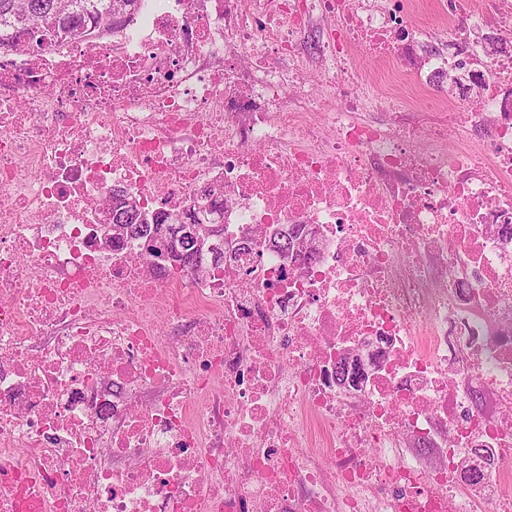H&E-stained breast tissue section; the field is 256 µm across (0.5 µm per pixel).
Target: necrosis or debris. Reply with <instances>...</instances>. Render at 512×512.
<instances>
[{"instance_id":"1","label":"necrosis or debris","mask_w":512,"mask_h":512,"mask_svg":"<svg viewBox=\"0 0 512 512\" xmlns=\"http://www.w3.org/2000/svg\"><path fill=\"white\" fill-rule=\"evenodd\" d=\"M207 184L223 266L111 240L113 191ZM510 224L512 7L139 0L0 50V512H512Z\"/></svg>"}]
</instances>
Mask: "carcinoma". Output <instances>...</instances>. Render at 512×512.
Listing matches in <instances>:
<instances>
[{"instance_id":"cac0c4a2","label":"carcinoma","mask_w":512,"mask_h":512,"mask_svg":"<svg viewBox=\"0 0 512 512\" xmlns=\"http://www.w3.org/2000/svg\"><path fill=\"white\" fill-rule=\"evenodd\" d=\"M136 0H0V49L24 51L29 42L18 35L39 39V44L72 38H93L117 34L132 21ZM162 225L152 224L135 202L116 193L113 196L112 235L115 239L130 236L145 243L153 259L159 253L152 245ZM203 247L193 238L180 239L178 265L188 268L197 256L224 246V237L211 240Z\"/></svg>"}]
</instances>
